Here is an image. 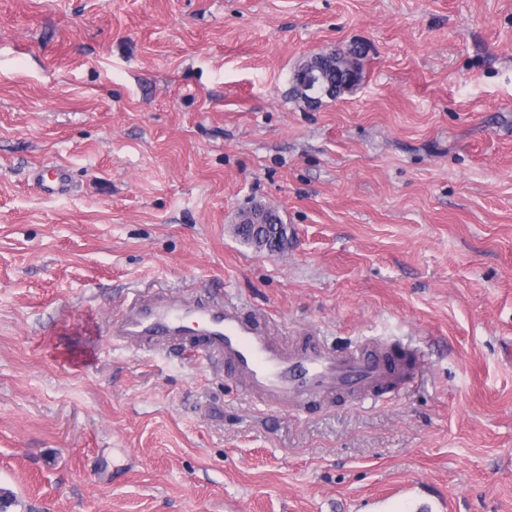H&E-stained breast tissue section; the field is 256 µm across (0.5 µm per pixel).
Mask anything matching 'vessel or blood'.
Segmentation results:
<instances>
[{
	"instance_id": "1",
	"label": "vessel or blood",
	"mask_w": 512,
	"mask_h": 512,
	"mask_svg": "<svg viewBox=\"0 0 512 512\" xmlns=\"http://www.w3.org/2000/svg\"><path fill=\"white\" fill-rule=\"evenodd\" d=\"M37 180L51 197L70 187L61 165L42 168ZM110 334L133 348L203 352L251 397L269 405L302 406L333 394L381 397L404 385L412 372L409 358L385 345L343 355L312 339L288 348L263 319L220 295L204 301L173 293L138 296L113 321Z\"/></svg>"
}]
</instances>
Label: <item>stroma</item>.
Returning <instances> with one entry per match:
<instances>
[{"label":"stroma","instance_id":"1","mask_svg":"<svg viewBox=\"0 0 512 512\" xmlns=\"http://www.w3.org/2000/svg\"><path fill=\"white\" fill-rule=\"evenodd\" d=\"M360 49L363 80L295 70ZM66 165L42 196L33 170ZM262 203L278 253L243 243ZM223 293L419 359L291 410L108 329ZM7 512H512V0H0ZM304 65L294 73L293 83L301 94L304 93L307 95L308 92H312L314 90L315 85L322 76L323 64L319 58H316L305 67ZM315 90L323 93L320 85H317Z\"/></svg>","mask_w":512,"mask_h":512}]
</instances>
